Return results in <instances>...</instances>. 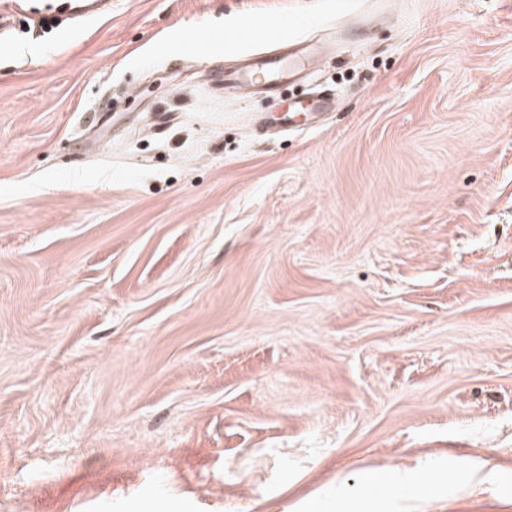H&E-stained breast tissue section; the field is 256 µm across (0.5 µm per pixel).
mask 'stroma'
I'll return each instance as SVG.
<instances>
[{
  "instance_id": "1",
  "label": "stroma",
  "mask_w": 512,
  "mask_h": 512,
  "mask_svg": "<svg viewBox=\"0 0 512 512\" xmlns=\"http://www.w3.org/2000/svg\"><path fill=\"white\" fill-rule=\"evenodd\" d=\"M282 28L280 93L219 76ZM240 28L196 56L188 32ZM334 90L316 126L256 135ZM366 468L419 479L366 485ZM512 512V0H112L0 38V512Z\"/></svg>"
}]
</instances>
